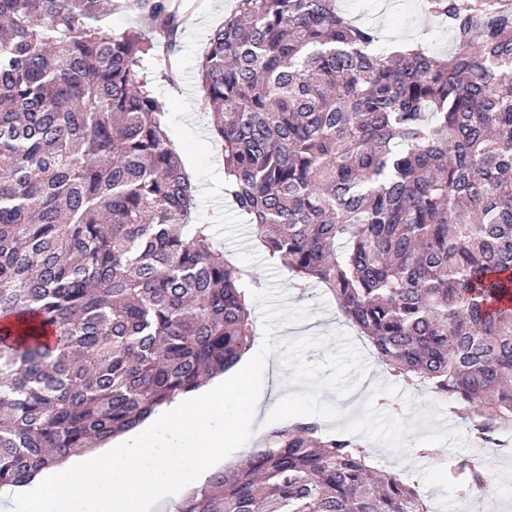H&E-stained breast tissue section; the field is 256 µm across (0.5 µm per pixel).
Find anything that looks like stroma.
<instances>
[{
    "label": "stroma",
    "mask_w": 512,
    "mask_h": 512,
    "mask_svg": "<svg viewBox=\"0 0 512 512\" xmlns=\"http://www.w3.org/2000/svg\"><path fill=\"white\" fill-rule=\"evenodd\" d=\"M233 5L234 0H192L174 49L179 62L178 82L170 83L166 77L165 55L151 59L148 70L154 91L165 101L169 112V138L198 187V220L210 225L216 242L225 251L264 276L268 273L264 251L249 223L224 195L222 146L213 137L210 116L200 104L196 73L210 32L223 23ZM337 5L357 22L380 28L391 52L410 42L423 22L420 0H337ZM276 274L286 303L307 307L309 315L298 324L281 326L274 332V339L329 337L327 348L306 354L307 361L319 363L328 351L337 348L332 335L343 333L363 354L364 371L349 396L339 400L332 392H323V400L336 402L344 413L343 419L325 423V430L356 433L377 467L415 480L430 512H456L461 498L441 464L471 455L475 443L467 434L465 422L452 412L448 398L394 380L377 362L367 338L338 314L327 290L317 287L305 296L284 269H277ZM290 376V369L280 361L265 369L253 434L248 443L225 458V466L232 467L246 459L267 435V416L278 399L293 390Z\"/></svg>",
    "instance_id": "stroma-1"
}]
</instances>
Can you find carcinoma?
Instances as JSON below:
<instances>
[{
  "instance_id": "cac0c4a2",
  "label": "carcinoma",
  "mask_w": 512,
  "mask_h": 512,
  "mask_svg": "<svg viewBox=\"0 0 512 512\" xmlns=\"http://www.w3.org/2000/svg\"><path fill=\"white\" fill-rule=\"evenodd\" d=\"M151 31L98 25L107 8ZM448 25L387 54L336 0H235L198 61L224 194L270 264L322 286L404 382L512 455V7L424 0ZM171 0H0V486L95 448L232 368L252 292L146 72ZM349 435L276 427L180 512H428ZM450 483L480 499L471 457Z\"/></svg>"
}]
</instances>
